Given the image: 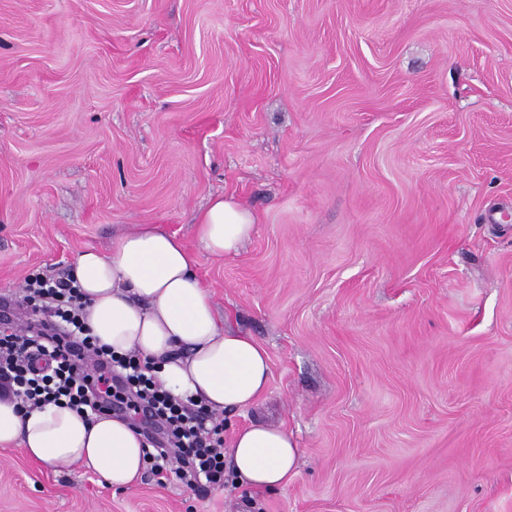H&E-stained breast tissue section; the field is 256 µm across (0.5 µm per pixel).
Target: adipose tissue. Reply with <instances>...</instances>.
I'll return each mask as SVG.
<instances>
[{
  "label": "adipose tissue",
  "mask_w": 512,
  "mask_h": 512,
  "mask_svg": "<svg viewBox=\"0 0 512 512\" xmlns=\"http://www.w3.org/2000/svg\"><path fill=\"white\" fill-rule=\"evenodd\" d=\"M255 224L234 196L214 197L195 226L200 252L237 253ZM198 254L155 224L118 236L109 251L78 252L72 272L83 320L113 352L135 351L154 362L173 395L195 397L216 412L242 409L266 390L269 355L253 337L224 327L196 274ZM1 446L48 466L80 465L115 487L133 483L144 466V438L128 420L89 418L52 402L20 412L0 397ZM228 454L237 479L253 490L286 484L299 456L287 431L265 423L235 431Z\"/></svg>",
  "instance_id": "obj_1"
}]
</instances>
